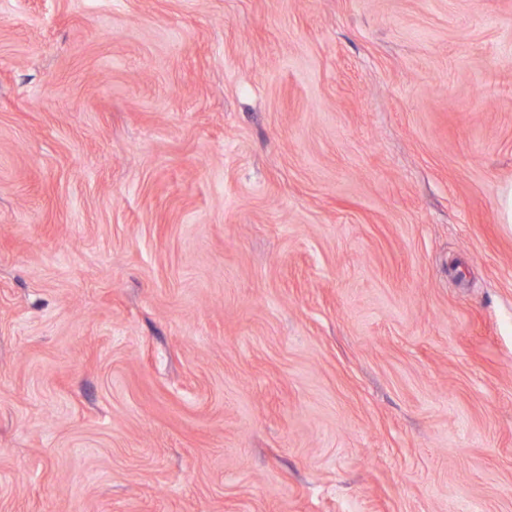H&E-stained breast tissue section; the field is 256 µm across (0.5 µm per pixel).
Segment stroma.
Here are the masks:
<instances>
[{"label":"stroma","mask_w":512,"mask_h":512,"mask_svg":"<svg viewBox=\"0 0 512 512\" xmlns=\"http://www.w3.org/2000/svg\"><path fill=\"white\" fill-rule=\"evenodd\" d=\"M512 0H0V512H512Z\"/></svg>","instance_id":"obj_1"}]
</instances>
